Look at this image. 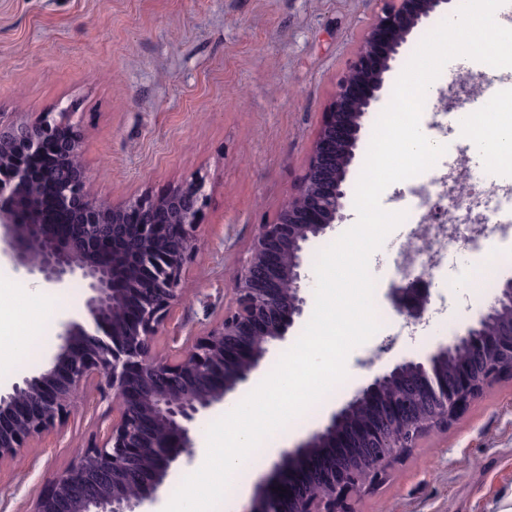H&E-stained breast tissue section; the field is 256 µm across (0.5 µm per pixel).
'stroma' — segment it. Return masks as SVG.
I'll list each match as a JSON object with an SVG mask.
<instances>
[{"label":"stroma","mask_w":512,"mask_h":512,"mask_svg":"<svg viewBox=\"0 0 512 512\" xmlns=\"http://www.w3.org/2000/svg\"><path fill=\"white\" fill-rule=\"evenodd\" d=\"M377 9L375 0H0V114L36 121L68 108L84 131L82 164L92 194L111 204L158 196L199 179L206 205L199 249L182 278V297L152 349L174 356L220 320L239 262L258 225L272 222L304 173L336 83ZM374 252L376 307L385 328L354 348L347 377L312 421L275 433L291 449L323 425L339 402L372 373L370 349L386 339L389 360L448 341L488 302L468 294L462 269L496 265L465 247L448 258L445 287L419 331L405 332L392 312L385 271ZM0 311L35 326V337L0 330V385L37 370L57 344L59 323L80 319L86 287L53 288L9 268ZM85 406L63 425L0 464V512H31L53 475L93 443L109 408L96 383ZM356 512H512V377L464 407L447 429L423 436L374 488L358 493Z\"/></svg>","instance_id":"1"}]
</instances>
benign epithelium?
<instances>
[{"instance_id": "1", "label": "benign epithelium", "mask_w": 512, "mask_h": 512, "mask_svg": "<svg viewBox=\"0 0 512 512\" xmlns=\"http://www.w3.org/2000/svg\"><path fill=\"white\" fill-rule=\"evenodd\" d=\"M450 3L379 0L305 173L276 220L258 225L224 316L173 359L155 355L152 343L197 249L202 182L111 206L87 189L83 132L66 110L33 124L0 119V172H10L0 179V261L51 287L79 278L87 290L85 322L62 323L42 367L0 387V464L70 418L91 380L112 409L99 440L53 476L32 512H155L169 480L197 454V422L251 390L268 355L303 319L305 247L346 219L364 118L408 37ZM392 299L412 323L429 294L417 278L395 285ZM461 353L467 358L450 378L448 361ZM509 373L512 278L451 340L381 365L319 430L274 461L243 512H352L350 494L374 486L425 432L448 427Z\"/></svg>"}]
</instances>
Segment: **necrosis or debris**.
<instances>
[{
    "label": "necrosis or debris",
    "mask_w": 512,
    "mask_h": 512,
    "mask_svg": "<svg viewBox=\"0 0 512 512\" xmlns=\"http://www.w3.org/2000/svg\"><path fill=\"white\" fill-rule=\"evenodd\" d=\"M465 122L469 141L484 153L486 163L512 172V153L494 146L498 131L512 126V84L500 83L488 110L466 114ZM413 183L405 221L416 231L393 262L392 281L410 276L437 280L459 244L480 252L495 239L512 237L511 183L485 182L465 162L449 173L433 166Z\"/></svg>",
    "instance_id": "4bbe7bcc"
}]
</instances>
